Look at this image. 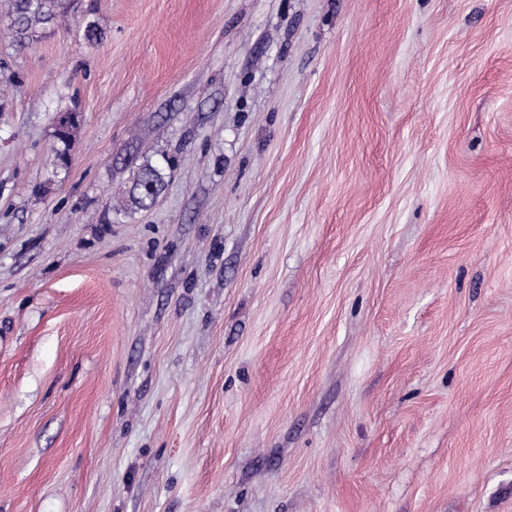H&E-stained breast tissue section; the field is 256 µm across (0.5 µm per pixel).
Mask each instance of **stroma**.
I'll use <instances>...</instances> for the list:
<instances>
[{"label": "stroma", "mask_w": 512, "mask_h": 512, "mask_svg": "<svg viewBox=\"0 0 512 512\" xmlns=\"http://www.w3.org/2000/svg\"><path fill=\"white\" fill-rule=\"evenodd\" d=\"M0 512H512V0L0 22ZM163 178L164 177L161 168L150 164L146 165L142 170L140 179L138 180L140 187L136 193L137 196H133L134 203L140 207H149L154 202L163 187ZM145 183L152 186V191H144L141 188V186Z\"/></svg>", "instance_id": "obj_1"}]
</instances>
